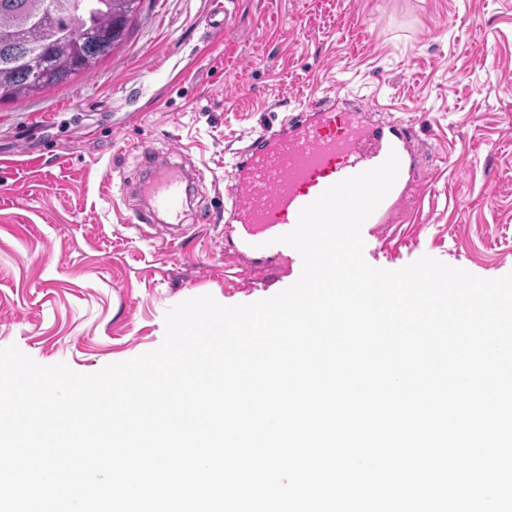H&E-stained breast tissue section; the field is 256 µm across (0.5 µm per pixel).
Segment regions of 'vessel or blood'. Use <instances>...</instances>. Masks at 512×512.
I'll return each mask as SVG.
<instances>
[{
	"label": "vessel or blood",
	"mask_w": 512,
	"mask_h": 512,
	"mask_svg": "<svg viewBox=\"0 0 512 512\" xmlns=\"http://www.w3.org/2000/svg\"><path fill=\"white\" fill-rule=\"evenodd\" d=\"M410 127L370 122L358 107H339L328 100L307 104L289 120L258 132L235 154L224 177L232 189L224 209L232 216L224 235L238 254L251 256L256 270L269 272L302 259L292 247L278 243L297 224L300 210L328 187L383 163L396 153L400 170L393 188L364 222L363 239L380 237L406 201L414 181L415 156ZM148 157L151 171L138 185L144 198L128 221L156 227L160 219L182 221L188 173L170 158Z\"/></svg>",
	"instance_id": "1"
}]
</instances>
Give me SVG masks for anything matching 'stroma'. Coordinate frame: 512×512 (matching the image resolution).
<instances>
[{"label": "stroma", "instance_id": "obj_1", "mask_svg": "<svg viewBox=\"0 0 512 512\" xmlns=\"http://www.w3.org/2000/svg\"><path fill=\"white\" fill-rule=\"evenodd\" d=\"M143 0L125 47L92 75L0 103V348L80 373L158 348L166 312L210 295L252 303L291 286L226 261L224 170L263 127L339 94L412 126L419 181L382 241L482 278L512 271V0ZM202 175L182 246L120 217L139 146Z\"/></svg>", "mask_w": 512, "mask_h": 512}]
</instances>
